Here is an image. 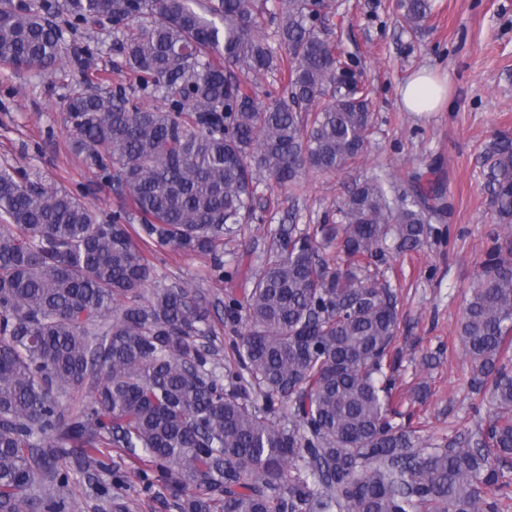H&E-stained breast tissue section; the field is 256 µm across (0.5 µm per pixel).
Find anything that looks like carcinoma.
<instances>
[{
  "instance_id": "carcinoma-1",
  "label": "carcinoma",
  "mask_w": 512,
  "mask_h": 512,
  "mask_svg": "<svg viewBox=\"0 0 512 512\" xmlns=\"http://www.w3.org/2000/svg\"><path fill=\"white\" fill-rule=\"evenodd\" d=\"M324 0H0V62L47 71L55 22L104 25L140 90L76 91L75 151L117 186L105 220L71 193L0 166V512H81L77 476L142 463L179 512H512V234L494 232L459 336L488 424L422 445L393 403L399 293L389 254L421 247L443 194L377 176L350 187L336 222L275 231L251 287L224 303L245 329L219 375L206 368L210 305L181 284L146 290L150 256H211L257 220L256 174L294 193L308 169L364 154L369 90L317 22ZM411 30L432 0H396ZM287 54L273 51L267 23ZM280 75L286 95L258 94ZM486 187L512 224V135L486 156ZM138 222L132 231L131 221ZM88 389L91 400L72 402ZM285 409L283 420L274 417ZM407 417L402 423L400 418ZM99 512H125L95 484Z\"/></svg>"
}]
</instances>
